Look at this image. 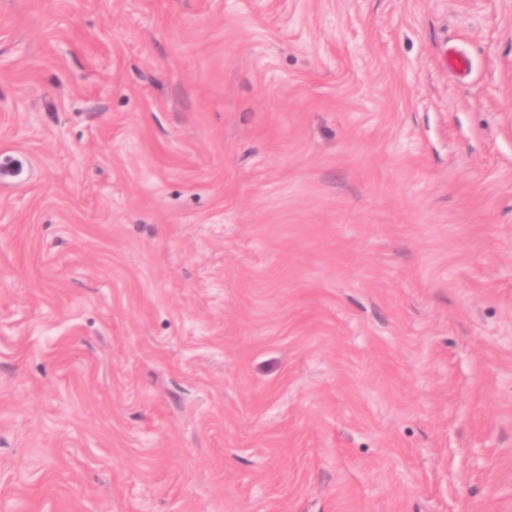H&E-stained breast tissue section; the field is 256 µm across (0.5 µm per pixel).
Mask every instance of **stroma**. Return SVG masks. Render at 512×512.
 <instances>
[{"label": "stroma", "instance_id": "obj_1", "mask_svg": "<svg viewBox=\"0 0 512 512\" xmlns=\"http://www.w3.org/2000/svg\"><path fill=\"white\" fill-rule=\"evenodd\" d=\"M9 160L0 512H512V0H0Z\"/></svg>", "mask_w": 512, "mask_h": 512}]
</instances>
